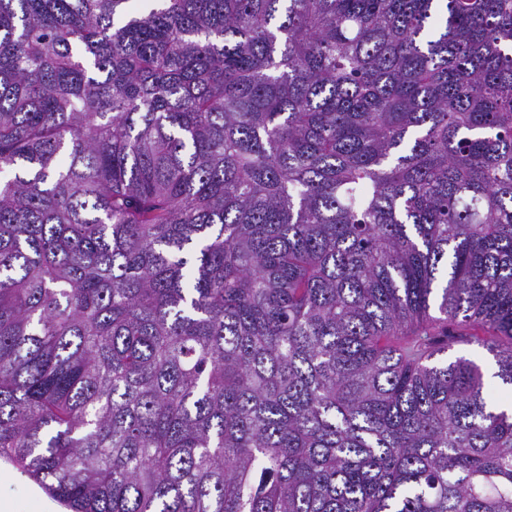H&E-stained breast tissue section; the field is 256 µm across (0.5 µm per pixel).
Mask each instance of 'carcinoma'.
<instances>
[{
  "mask_svg": "<svg viewBox=\"0 0 512 512\" xmlns=\"http://www.w3.org/2000/svg\"><path fill=\"white\" fill-rule=\"evenodd\" d=\"M130 3L0 0V458L70 512H512L449 354L512 390V0Z\"/></svg>",
  "mask_w": 512,
  "mask_h": 512,
  "instance_id": "obj_1",
  "label": "carcinoma"
}]
</instances>
